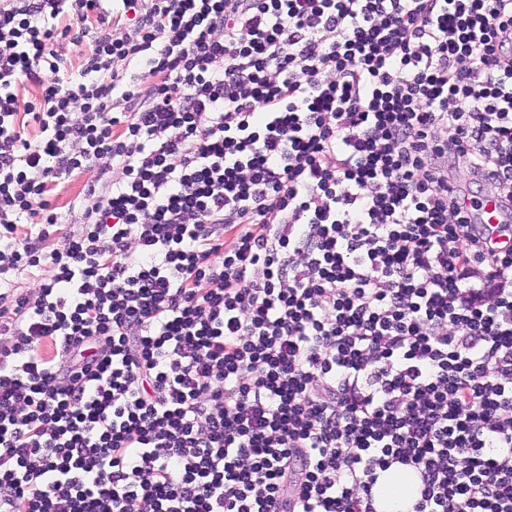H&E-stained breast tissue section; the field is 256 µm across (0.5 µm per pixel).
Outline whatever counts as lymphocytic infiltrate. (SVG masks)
Masks as SVG:
<instances>
[{
  "label": "lymphocytic infiltrate",
  "instance_id": "1",
  "mask_svg": "<svg viewBox=\"0 0 512 512\" xmlns=\"http://www.w3.org/2000/svg\"><path fill=\"white\" fill-rule=\"evenodd\" d=\"M101 2L0 0V512H512V0ZM56 54L62 59L61 69L65 74L76 76L84 63L88 44H73L69 38L60 39L54 46ZM96 175V168L91 167L75 172L69 178H62L50 197L56 212L68 215L69 208L74 202L78 203L80 200L83 202L88 184L95 180ZM417 482L413 473L402 468H391L383 473L378 495L382 512H405L416 496Z\"/></svg>",
  "mask_w": 512,
  "mask_h": 512
}]
</instances>
